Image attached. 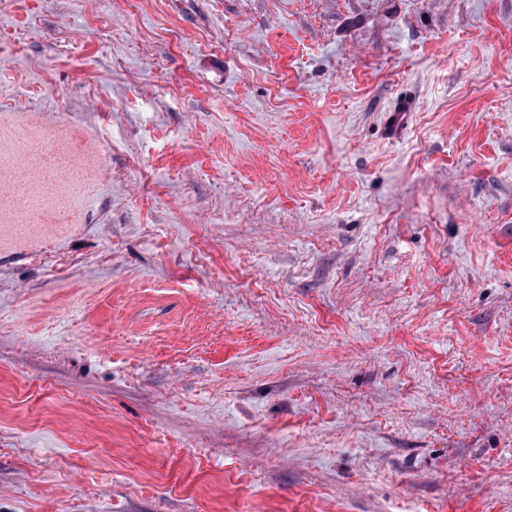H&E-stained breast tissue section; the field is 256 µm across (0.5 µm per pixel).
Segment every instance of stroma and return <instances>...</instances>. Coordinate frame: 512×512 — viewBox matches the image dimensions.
Listing matches in <instances>:
<instances>
[{
    "label": "stroma",
    "instance_id": "1",
    "mask_svg": "<svg viewBox=\"0 0 512 512\" xmlns=\"http://www.w3.org/2000/svg\"><path fill=\"white\" fill-rule=\"evenodd\" d=\"M0 512H512V0H0Z\"/></svg>",
    "mask_w": 512,
    "mask_h": 512
}]
</instances>
